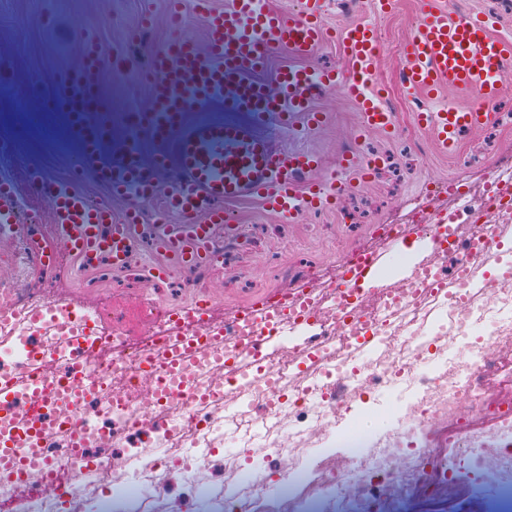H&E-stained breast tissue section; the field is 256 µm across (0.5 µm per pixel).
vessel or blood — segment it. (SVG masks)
I'll list each match as a JSON object with an SVG mask.
<instances>
[{"label": "vessel or blood", "instance_id": "vessel-or-blood-1", "mask_svg": "<svg viewBox=\"0 0 512 512\" xmlns=\"http://www.w3.org/2000/svg\"><path fill=\"white\" fill-rule=\"evenodd\" d=\"M210 33L207 52L191 42L172 40L147 57L150 106L132 113L128 124L152 140L157 151L151 164H143L135 140L113 142L110 122L100 105L99 77L104 62L95 44H87L79 69L60 75L62 102L71 114L81 140L82 157L93 165L113 195L164 194L165 212L180 214L182 223L163 225L159 246L172 261L189 267L207 258L215 229L224 222L226 202L261 198L285 219L321 196H332L334 184L310 185L307 199L296 186L300 175L315 169L313 155L290 150L279 141L260 136L256 123L276 120L281 126L318 125L320 113L310 111L312 88L327 82L344 86L362 105V121L369 129H390L392 115L373 95L376 80L377 34L374 26L347 27L344 45L349 60L346 73L321 71L305 65L278 75L277 89L262 79L273 49L283 47L305 58L323 39V22L317 12L289 19L271 10L267 0H230L215 11L209 0H197ZM512 61V38L488 32L485 20L455 15L444 8H429L415 28L402 67L409 90L435 98L441 88L473 98L464 111L444 108L426 112L422 120L442 153L458 150V135L465 128L494 123L497 113L487 111L501 90L506 63ZM218 102L225 110L251 113L253 123L221 119L188 122L189 113ZM177 173L173 187L163 188L159 175ZM33 191L52 205L56 238L82 262L108 259L125 265L138 247L142 216L129 213L117 223L111 210L91 204L70 183L34 176ZM251 348L260 365L276 369L275 349L266 336L253 337ZM66 383L73 392L91 386L93 377L83 357L69 366ZM0 468L27 475L30 465L16 442L0 440Z\"/></svg>", "mask_w": 512, "mask_h": 512}]
</instances>
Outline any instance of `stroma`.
<instances>
[{
  "mask_svg": "<svg viewBox=\"0 0 512 512\" xmlns=\"http://www.w3.org/2000/svg\"><path fill=\"white\" fill-rule=\"evenodd\" d=\"M346 0H319L318 7L329 30L325 42L310 59L323 70L345 71L347 60L341 29L361 22L377 26L381 35L377 54L376 85L395 119L392 133L366 130L356 100L339 86L323 87L312 106L322 121L312 129L289 130L277 125L264 127L265 135L284 146L314 155L319 163L313 177H331L346 189L327 206L309 209L296 220L286 221L268 210L259 199L225 203L224 210L234 231L224 238L225 315L241 304H260L266 289L296 287L293 271L297 264L316 262L323 271L346 260L355 246L375 244L381 263L402 261L414 264L432 255L431 244L421 228L406 221L416 207L431 213L447 211L448 196L432 195L427 185L432 179L452 175L461 158L481 155L482 167L470 173L472 185L482 184L490 175L498 156L512 154V126L495 124L463 133L457 155L439 153L430 134L422 129L417 113L426 111L427 101L409 95L398 73L405 61L408 43L422 17L421 0H397L394 10L377 15L373 0H357L355 9ZM448 11L478 14L499 35L512 37V11L503 0H440ZM104 17V25L85 30L86 17ZM147 32L146 42L134 39ZM182 38L206 48L209 34L193 0H182L180 12H173L169 0H80L76 12L57 9L54 0H0V85L27 86L42 82L40 95L0 99V114L51 112V102L60 88L57 75L78 68L83 45L93 40L106 65L99 93L102 104L122 97L126 111L139 112L149 104L148 90L136 74L140 61L170 40ZM371 151L385 161L374 179L363 174V153ZM0 167L24 176L36 169L44 175L70 182L78 191L96 188L101 202L115 217L137 210L155 219L162 208L161 198L113 196L99 185L93 167L83 165L79 141L73 129L57 127L54 134L29 142L24 152L0 155ZM404 224L402 245L378 240L383 224ZM457 491L452 496L419 498L407 502V512H489L492 492L468 468L455 474Z\"/></svg>",
  "mask_w": 512,
  "mask_h": 512,
  "instance_id": "stroma-1",
  "label": "stroma"
}]
</instances>
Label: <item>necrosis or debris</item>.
<instances>
[{
    "label": "necrosis or debris",
    "instance_id": "necrosis-or-debris-1",
    "mask_svg": "<svg viewBox=\"0 0 512 512\" xmlns=\"http://www.w3.org/2000/svg\"><path fill=\"white\" fill-rule=\"evenodd\" d=\"M471 164L461 161L449 180L447 212H411L437 256L415 266L405 287L339 289L350 267L374 257L373 247L362 246L328 280L305 267L296 272L300 287L269 291L288 314L268 320L266 332L288 328L307 300L318 334L275 374L251 362L250 305L228 318L216 311L209 287L223 281V267L178 270L177 302L142 257H132L123 273L140 298L130 305L112 290L110 266L82 264L70 273L85 298L64 297L49 275L63 254L52 226L1 224L0 403L11 410L0 414V438L25 440L54 467L21 486L0 471V512H50V489L70 481L69 512H143L149 500L163 512H224L229 497L248 510L261 495L247 484L251 471L274 461L292 472L284 512H363L367 504L386 508L402 496L451 490V460L440 451L446 439L512 501V280H494L483 262L487 237L512 223V156L499 157L476 204ZM311 279L319 287H308ZM368 336L378 348L365 359L357 351ZM490 336L493 356L484 352ZM88 353L98 382L84 397L81 425L92 462L76 473L68 463L71 399L52 384L63 365ZM417 357L432 363L431 377L415 380L408 406H379L396 427L383 434L361 423L330 427L336 410L326 386L343 383L367 405L374 402L368 380H413L408 366ZM256 408L262 431L248 458L224 456L223 484L214 486L225 411L244 420ZM338 444L355 465L321 468L316 491L301 494L313 465L303 449ZM157 448L167 449L166 461L153 458Z\"/></svg>",
    "mask_w": 512,
    "mask_h": 512
}]
</instances>
